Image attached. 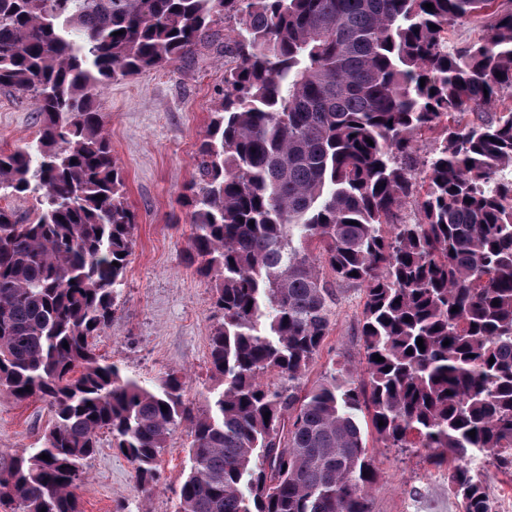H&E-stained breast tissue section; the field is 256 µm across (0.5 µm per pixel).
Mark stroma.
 <instances>
[{
	"label": "stroma",
	"instance_id": "1",
	"mask_svg": "<svg viewBox=\"0 0 512 512\" xmlns=\"http://www.w3.org/2000/svg\"><path fill=\"white\" fill-rule=\"evenodd\" d=\"M227 58L215 49L187 63L112 82L102 114L112 155L136 214L131 254L112 325L96 351L126 374L150 383L175 371L183 377L196 412L217 382L210 370V337L220 322L210 279L185 260L190 244L185 187L194 157L224 88ZM31 99L0 90V148L15 149L37 135ZM360 307L353 290L339 287L331 331L307 374L315 382L332 365L358 360ZM50 423L42 402H23L0 391V456L38 447ZM361 424L374 459L373 512H462L448 482L427 451L384 447L369 417ZM189 423L172 429L160 462V477L148 496L136 490L135 471L112 438L99 436L76 494L82 512H175L176 494L188 471Z\"/></svg>",
	"mask_w": 512,
	"mask_h": 512
}]
</instances>
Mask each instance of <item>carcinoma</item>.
Listing matches in <instances>:
<instances>
[{
	"mask_svg": "<svg viewBox=\"0 0 512 512\" xmlns=\"http://www.w3.org/2000/svg\"><path fill=\"white\" fill-rule=\"evenodd\" d=\"M495 2L0 0V89L40 116L0 149V200L37 201L0 206V388L52 420L0 459V506L81 512L102 432L146 496L188 421L175 512H372L367 413L386 447L432 451L463 512H494L481 464L512 474V8ZM465 24L477 36L451 41ZM204 44L234 64L185 187L189 261L222 312L197 414L177 373L146 384L94 340L135 224L99 98ZM325 267L360 291V359L303 389L335 314Z\"/></svg>",
	"mask_w": 512,
	"mask_h": 512,
	"instance_id": "obj_1",
	"label": "carcinoma"
}]
</instances>
